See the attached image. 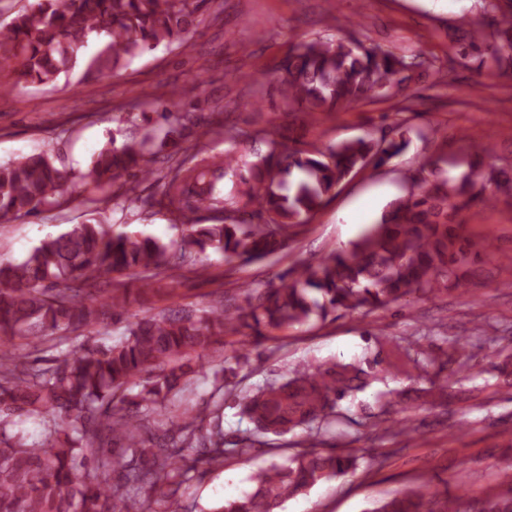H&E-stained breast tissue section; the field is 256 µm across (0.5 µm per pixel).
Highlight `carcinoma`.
Here are the masks:
<instances>
[{"mask_svg":"<svg viewBox=\"0 0 512 512\" xmlns=\"http://www.w3.org/2000/svg\"><path fill=\"white\" fill-rule=\"evenodd\" d=\"M199 23L196 0H39L0 28V94L16 78L48 85L83 64L101 72L161 45L184 46ZM488 26L490 33L470 27L454 55L475 56L488 69L511 62L512 16H493ZM92 40L99 50L89 58ZM412 67L378 46L317 38L280 62L277 81L288 111L333 114L393 95L413 79ZM182 95L171 90L158 124L97 154L85 175L98 194L90 203L125 208L154 165L174 159L177 152L164 149L191 138L197 126L193 113L180 111ZM391 131L392 137L367 133L315 151L297 149L283 135L269 140L258 162L241 166L232 148L245 133L226 129L223 164L201 149L176 162L155 203L182 228L177 251L134 232L83 223L41 240L20 262L0 264V341L14 345L0 353V512H173L170 505L198 464L217 469L228 456L253 451L246 440L224 447L226 398L217 371L199 406L167 411L188 390L191 361L208 357L216 337L245 325L259 344L313 316L386 311L409 298L466 294L474 281L490 279L482 263L492 244L470 235L459 215L478 200L491 205L498 194H511L512 171L486 164L490 150L473 144L469 172L455 178L439 161H425L413 176L422 183L419 192L391 202L351 248L300 267L292 279L283 275L278 287L248 292L241 303L144 315L120 341L89 344L127 306L129 289L112 275L137 277L145 295L164 275L174 299L184 273L204 270L197 266L201 253L245 262L274 255L346 176L406 149L403 123ZM70 177L46 153L0 164V219L61 206ZM468 345V337L458 336L439 355H413L378 338L374 355L360 362L302 365L256 388L240 413L259 434L300 428L312 439L315 428L339 416L341 401L380 377L420 378L435 368L441 382L429 381L416 395L423 409L445 396L469 358ZM28 420L42 427L43 438L14 432ZM358 468L356 450L321 451L311 443L256 472L254 490L217 512H278L288 499ZM365 512H512V487L467 500L421 484Z\"/></svg>","mask_w":512,"mask_h":512,"instance_id":"carcinoma-1","label":"carcinoma"}]
</instances>
